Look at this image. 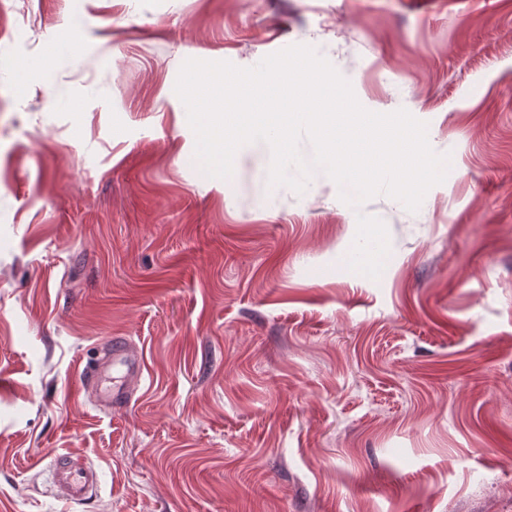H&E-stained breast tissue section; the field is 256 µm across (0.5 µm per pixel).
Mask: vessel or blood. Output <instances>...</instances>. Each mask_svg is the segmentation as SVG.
<instances>
[{
	"label": "vessel or blood",
	"mask_w": 512,
	"mask_h": 512,
	"mask_svg": "<svg viewBox=\"0 0 512 512\" xmlns=\"http://www.w3.org/2000/svg\"><path fill=\"white\" fill-rule=\"evenodd\" d=\"M116 366L124 372L123 383L112 388L104 387L108 371ZM144 369L142 351L130 342L115 339L104 346L102 357L84 371L82 387L101 407L125 404L143 382ZM50 472L59 496L71 503H81L96 494L99 488L97 469L69 452L55 456Z\"/></svg>",
	"instance_id": "b4317fda"
}]
</instances>
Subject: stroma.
<instances>
[{
  "instance_id": "obj_1",
  "label": "stroma",
  "mask_w": 512,
  "mask_h": 512,
  "mask_svg": "<svg viewBox=\"0 0 512 512\" xmlns=\"http://www.w3.org/2000/svg\"><path fill=\"white\" fill-rule=\"evenodd\" d=\"M0 512H512V0H0ZM314 47L450 154L418 211L183 158L189 58ZM386 225L379 279L345 258ZM143 351L100 409L83 367ZM98 467L68 505L48 463ZM103 356L92 367L84 370L82 388L90 392L95 402L104 408L128 403L137 387L144 380L142 351L129 341L114 339L106 343ZM123 369V384L112 388L103 387V382L112 367Z\"/></svg>"
}]
</instances>
